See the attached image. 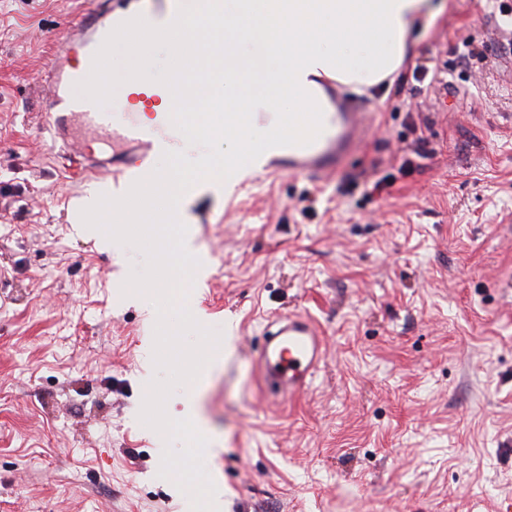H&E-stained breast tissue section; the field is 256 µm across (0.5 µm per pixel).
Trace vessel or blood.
I'll return each instance as SVG.
<instances>
[{"mask_svg": "<svg viewBox=\"0 0 512 512\" xmlns=\"http://www.w3.org/2000/svg\"><path fill=\"white\" fill-rule=\"evenodd\" d=\"M152 2L153 14L149 17L94 11L91 23L60 39L44 77L47 111L55 116L54 127H61L66 116L78 117L85 125L107 132L112 142L135 145V159L144 171L149 168L154 143L140 138L137 115H130L123 131H114L110 114L103 112L93 97L76 95L74 89L93 68L101 65L102 58L97 54L96 46L114 31L123 29L135 34L149 30L153 20L173 22L181 18L182 0ZM320 121L323 133L305 142L279 141L268 155V162L282 159L289 171L311 176L333 174L337 164L361 146L369 117L364 112L350 111L340 100L335 111L321 114ZM63 148L70 157L75 175L99 168V161L79 143L67 142ZM324 359L323 336L309 317L293 312L278 315L274 328L266 331L259 347L258 365L266 394L277 398L303 392Z\"/></svg>", "mask_w": 512, "mask_h": 512, "instance_id": "b4317fda", "label": "vessel or blood"}]
</instances>
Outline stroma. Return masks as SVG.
I'll list each match as a JSON object with an SVG mask.
<instances>
[{"mask_svg":"<svg viewBox=\"0 0 512 512\" xmlns=\"http://www.w3.org/2000/svg\"><path fill=\"white\" fill-rule=\"evenodd\" d=\"M443 5L389 91L337 85L370 123L334 175L266 168L187 207L205 258L188 305L222 331L196 397L219 512H512V40L499 0ZM83 8L0 0V512H191L139 420L166 376L122 293L144 256L72 221L122 177L69 179L43 121ZM287 311L325 363L273 402L257 349Z\"/></svg>","mask_w":512,"mask_h":512,"instance_id":"35a3bbf8","label":"stroma"}]
</instances>
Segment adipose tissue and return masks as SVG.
<instances>
[{
    "label": "adipose tissue",
    "mask_w": 512,
    "mask_h": 512,
    "mask_svg": "<svg viewBox=\"0 0 512 512\" xmlns=\"http://www.w3.org/2000/svg\"><path fill=\"white\" fill-rule=\"evenodd\" d=\"M438 12L431 0H221L209 19L189 5L179 23L160 33L117 37L103 52L128 57L127 92L181 77L179 97L167 102L180 141L158 146L170 161L163 180L92 195L83 209L107 218L129 210L147 238L177 239L172 263L195 270L196 249L178 221L186 195L205 180L223 181L232 192L278 140L310 136L320 79L356 93L376 86L401 65L414 23ZM158 38L172 50L159 79L147 65ZM258 112L278 113V125L257 126ZM206 141L223 143V151L199 153Z\"/></svg>",
    "instance_id": "adipose-tissue-1"
}]
</instances>
